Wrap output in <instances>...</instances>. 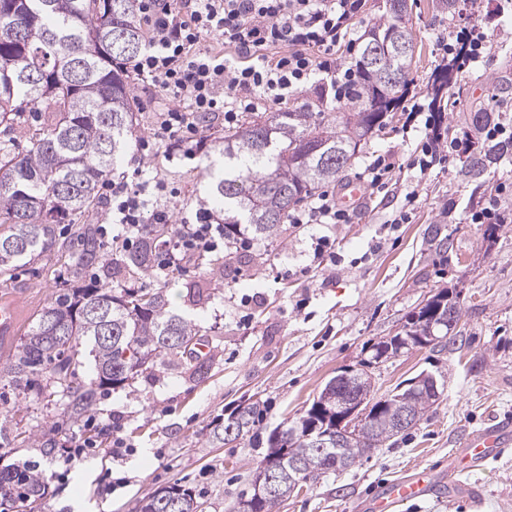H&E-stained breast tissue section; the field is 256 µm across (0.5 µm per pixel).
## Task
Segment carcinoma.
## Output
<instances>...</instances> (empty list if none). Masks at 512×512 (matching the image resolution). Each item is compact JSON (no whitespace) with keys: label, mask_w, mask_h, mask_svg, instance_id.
Returning <instances> with one entry per match:
<instances>
[{"label":"carcinoma","mask_w":512,"mask_h":512,"mask_svg":"<svg viewBox=\"0 0 512 512\" xmlns=\"http://www.w3.org/2000/svg\"><path fill=\"white\" fill-rule=\"evenodd\" d=\"M386 20L362 35L359 57L364 81L344 112H259L242 125L226 128L209 146L217 158L209 160L203 179L224 200V246L239 235L268 238L286 224L289 212L325 183H343L361 143L385 119L406 92L410 79L390 84L363 64L370 45L385 42L393 32L412 41L407 26L397 27V10L406 0H386ZM23 18L25 37L11 36L14 17ZM126 35L133 50L107 51L113 36ZM143 29L134 0H0V126L16 130L23 103L43 114L35 128L23 129L29 147L14 148L12 139L0 141V277L46 256L66 258L67 282L75 287L45 304L20 337L11 360L0 367L16 388L24 390L35 376L39 392L53 402H64L52 426L37 432L26 429L25 415L15 411L0 432L9 429L34 455L21 465L0 470V506L16 501L37 509L45 497L43 465L62 448L55 428L71 427L94 413L107 390L133 386L139 374L160 358L181 361L194 354L188 346L197 331L188 315L170 308L162 288H137L134 283L158 261V244L170 237L172 224H147L139 244L104 257L96 225L77 224L69 234L59 225L101 208V183L109 178L118 158L136 132L138 103L130 93L133 80L125 65L140 52ZM39 72L33 84L23 74ZM509 154V146L487 144L470 153L460 174L482 187L487 168ZM429 245L438 254L448 252V235L439 225L429 230ZM192 265L224 272V258L200 255ZM100 272L94 288H79L88 269ZM449 290L440 289L420 310L412 311L400 334L373 344L363 367L382 354L395 357L401 340L418 335L420 327L443 323L448 335ZM91 362L96 377L85 380L77 369ZM412 379L367 403L369 427L345 445L338 466L315 462L317 448L309 430L336 425L331 413L313 400L302 414L271 429L262 428L268 400L233 407L214 438L230 443L249 438L262 449L246 498L255 496V484L272 455L282 466V489L288 486V461H302L303 482L331 471H344L386 442L402 435L392 417L403 403L422 417L439 400ZM283 497L261 496L251 512H276ZM196 494L180 484L167 494L142 500L137 512H200Z\"/></svg>","instance_id":"cac0c4a2"}]
</instances>
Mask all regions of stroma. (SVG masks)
<instances>
[{
    "mask_svg": "<svg viewBox=\"0 0 512 512\" xmlns=\"http://www.w3.org/2000/svg\"><path fill=\"white\" fill-rule=\"evenodd\" d=\"M481 19L491 49L454 86L444 112V125L452 131L470 128L474 113L485 110L512 120V100L496 91L500 77L512 78V11L487 0ZM463 24L458 9L445 0H408L410 77L418 94H432L442 63L439 44ZM423 138V121L410 125L404 112L389 113L385 127L361 146L347 179L356 181L379 154L394 156L399 167L385 190L363 193L348 223L290 225L277 240L254 239L223 277L190 266L163 281L180 310L191 285L208 283L210 301L189 317L209 340L210 356L192 364L162 360L141 373L134 387L106 390L98 421L122 425L130 455L112 462L105 439L69 470L47 465L41 512H84L87 504L93 512H136L139 501L173 483L192 488L203 512H228L259 457L248 439L213 441L214 425L253 394L270 402L267 427L295 417L337 369L357 364L366 346L395 335L408 314L441 288L461 294L454 344L441 352L401 353L374 371L379 395L421 371L441 372L440 399L408 435L349 470L305 484L279 512H364L371 492L385 482L426 469L446 471L449 456L468 433L512 419V221L499 225L490 242L485 225L471 220L480 208L471 199L473 190L486 199L497 183L512 182V158L492 165L481 188L460 175L458 155L423 176L411 164ZM206 164L202 157L192 167L165 161L150 167L147 179L167 186L166 192L150 193V208L177 204L192 211L203 203L222 217L223 200L201 197L199 171ZM173 187L180 192L174 199L168 195ZM411 192L416 201L410 206ZM404 210L411 213L410 223L394 225ZM435 223L451 243L444 260L425 242ZM323 235L335 239L336 260L321 266L312 242ZM56 266L55 258H45L11 279L0 278V299L16 298L19 310L15 335L0 338V365L10 359L33 313L65 288L64 279L53 275ZM12 408L21 409L32 431L45 429L59 412L36 390L22 391L0 379V413ZM107 473L114 484L109 494L101 490ZM468 483L469 491L451 496L439 489L400 512H512V447L472 472Z\"/></svg>",
    "mask_w": 512,
    "mask_h": 512,
    "instance_id": "stroma-1",
    "label": "stroma"
}]
</instances>
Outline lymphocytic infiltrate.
<instances>
[{"mask_svg":"<svg viewBox=\"0 0 512 512\" xmlns=\"http://www.w3.org/2000/svg\"><path fill=\"white\" fill-rule=\"evenodd\" d=\"M134 6L148 31L131 68L173 106L136 137L137 167L105 181L102 194L113 223L123 228L112 237L113 249L135 246L141 225H177L151 270L152 279L161 281L182 269L189 256L223 251L224 226L205 207L191 214L148 210L144 167L162 160L192 163L209 136L200 121L204 115L231 127L244 114L288 103L310 88L323 92L325 103L347 102L363 79L354 56L366 0H135ZM208 36L218 48H202ZM441 49L463 74L484 57L488 40L483 27L474 25L443 40ZM404 110L408 121L423 120L427 129L415 161L420 174L429 173L436 161L471 150L468 131L446 135L437 127L433 99L410 95ZM348 216L335 191L326 189L290 212L288 221L342 224Z\"/></svg>","mask_w":512,"mask_h":512,"instance_id":"obj_1","label":"lymphocytic infiltrate"}]
</instances>
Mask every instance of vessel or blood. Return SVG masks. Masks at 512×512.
Returning <instances> with one entry per match:
<instances>
[{
  "label": "vessel or blood",
  "mask_w": 512,
  "mask_h": 512,
  "mask_svg": "<svg viewBox=\"0 0 512 512\" xmlns=\"http://www.w3.org/2000/svg\"><path fill=\"white\" fill-rule=\"evenodd\" d=\"M512 446V423L504 421L468 436L448 465V489L462 490V479L497 452ZM436 483L427 472L387 483L368 501L370 512H393L394 508L431 494Z\"/></svg>",
  "instance_id": "vessel-or-blood-1"
}]
</instances>
